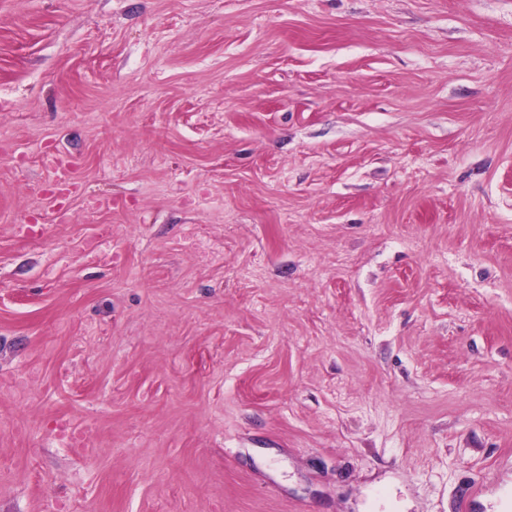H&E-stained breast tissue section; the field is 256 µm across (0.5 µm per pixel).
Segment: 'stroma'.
Segmentation results:
<instances>
[{
    "mask_svg": "<svg viewBox=\"0 0 512 512\" xmlns=\"http://www.w3.org/2000/svg\"><path fill=\"white\" fill-rule=\"evenodd\" d=\"M512 498V0H0V512Z\"/></svg>",
    "mask_w": 512,
    "mask_h": 512,
    "instance_id": "stroma-1",
    "label": "stroma"
}]
</instances>
